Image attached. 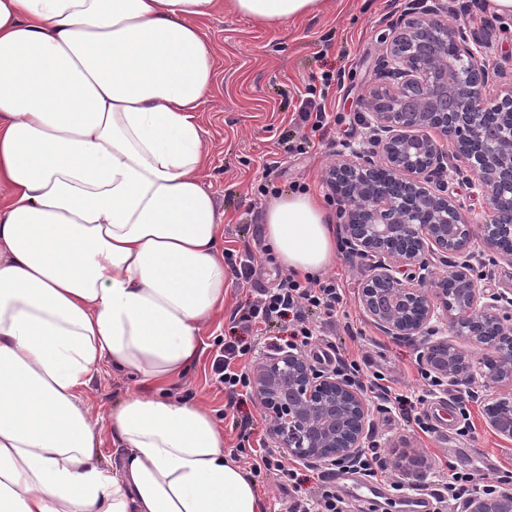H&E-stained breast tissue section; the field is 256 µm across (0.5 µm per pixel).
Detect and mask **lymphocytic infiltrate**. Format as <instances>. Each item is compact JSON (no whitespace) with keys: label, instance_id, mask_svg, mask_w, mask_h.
Returning a JSON list of instances; mask_svg holds the SVG:
<instances>
[{"label":"lymphocytic infiltrate","instance_id":"obj_1","mask_svg":"<svg viewBox=\"0 0 512 512\" xmlns=\"http://www.w3.org/2000/svg\"><path fill=\"white\" fill-rule=\"evenodd\" d=\"M344 295L332 277H288L275 288H258L247 308L237 311L232 321V334L220 345L212 363L215 382L229 397L249 388L245 359L252 351V341L262 334L264 326L287 321L290 343L310 347L321 326L336 322L338 307ZM255 477L276 473L282 486L295 494L291 512H343V501L336 493L332 475H325L318 495L313 499L299 497L298 474L283 460L265 448L254 449L249 457Z\"/></svg>","mask_w":512,"mask_h":512}]
</instances>
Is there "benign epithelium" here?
<instances>
[{"label": "benign epithelium", "mask_w": 512, "mask_h": 512, "mask_svg": "<svg viewBox=\"0 0 512 512\" xmlns=\"http://www.w3.org/2000/svg\"><path fill=\"white\" fill-rule=\"evenodd\" d=\"M446 12L433 0L385 38L366 99L369 137L342 145L328 182L349 253L379 258L362 288L365 313L389 336L420 337L425 374L479 400L484 426L512 443V298L486 293L472 263L491 252L512 265V63L489 70L488 38ZM459 179L482 201L470 217L448 194ZM433 256L455 258L452 270L436 275ZM443 326L482 356L439 336ZM251 384L290 459L352 466L371 447L363 387L302 350L263 355ZM465 512H512V490L473 491Z\"/></svg>", "instance_id": "obj_1"}]
</instances>
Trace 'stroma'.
Returning <instances> with one entry per match:
<instances>
[{
  "instance_id": "obj_1",
  "label": "stroma",
  "mask_w": 512,
  "mask_h": 512,
  "mask_svg": "<svg viewBox=\"0 0 512 512\" xmlns=\"http://www.w3.org/2000/svg\"><path fill=\"white\" fill-rule=\"evenodd\" d=\"M444 2L449 19L467 22L476 34H491L494 47L487 64L512 59V15L496 14L488 0L479 6L471 0ZM408 4L409 0H323L315 11L284 27L262 26L227 11L215 13L204 25L215 50V83L213 96L201 111L209 149L203 183L224 214L225 266L235 265L249 251L255 256L256 273L248 287L227 280L224 312L204 332L209 350L172 386L171 394L206 402L221 420L224 446L232 453L266 438L269 420L256 395L229 404L211 377L212 351L223 342L234 313L252 301V287L274 288L289 275L264 236L263 214L275 192L285 193L296 185L322 202L335 201L328 172L342 143L369 135L365 99L373 66L384 47L383 36ZM332 68L345 75L341 83L324 86L321 74ZM305 98L325 103L331 120L325 138L306 139L296 132L292 119ZM273 161L277 169L265 174L266 164ZM336 240V261L329 272L344 288V312L320 335L322 350L354 357L401 393L425 395L419 410L431 426L426 432L397 408L373 407L372 439L394 485L387 488L385 503L349 501L346 512H410L403 494L411 485L403 474L408 453L465 473L491 464L503 486L512 488V444L502 443L484 428L479 403L462 399L448 384L434 386L423 378L419 340L386 335L370 321L360 295L371 262L349 254L344 231H337ZM134 386L126 374H101L89 400L92 413L107 414Z\"/></svg>"
}]
</instances>
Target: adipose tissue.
<instances>
[{
  "mask_svg": "<svg viewBox=\"0 0 512 512\" xmlns=\"http://www.w3.org/2000/svg\"><path fill=\"white\" fill-rule=\"evenodd\" d=\"M320 3L0 0V512H266L211 411L167 395L226 296L199 23L283 26ZM263 224L289 270L333 264L315 196L279 197ZM105 366L137 388L103 428Z\"/></svg>",
  "mask_w": 512,
  "mask_h": 512,
  "instance_id": "ef3b65f1",
  "label": "adipose tissue"
}]
</instances>
